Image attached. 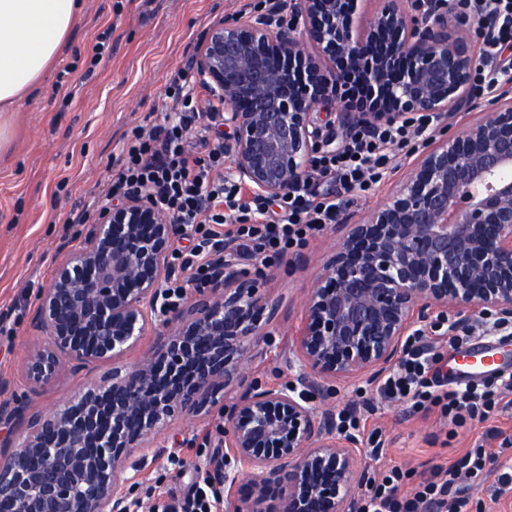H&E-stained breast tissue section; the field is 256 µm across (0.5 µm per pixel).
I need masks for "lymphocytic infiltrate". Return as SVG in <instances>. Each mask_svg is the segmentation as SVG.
Here are the masks:
<instances>
[{"label":"lymphocytic infiltrate","instance_id":"1","mask_svg":"<svg viewBox=\"0 0 512 512\" xmlns=\"http://www.w3.org/2000/svg\"><path fill=\"white\" fill-rule=\"evenodd\" d=\"M171 110L162 123L134 127L124 140L110 174L105 202L138 191L153 194L173 223L179 224L188 249L174 252L181 271L204 275L221 245L235 260L264 277L288 254L307 249L334 224L343 194L365 192L379 183L392 160L411 138L432 130L439 118L420 115L372 131L351 130L342 147L325 152L283 197L244 199L224 173V107L202 109L190 70H182L166 90ZM404 359L377 385L381 401L414 412L441 411L455 426L479 416L487 392L478 384L449 382L437 365L427 336L409 337ZM493 449L475 446L448 467L412 475L401 466L381 470L362 494V512H469L472 491L480 487Z\"/></svg>","mask_w":512,"mask_h":512}]
</instances>
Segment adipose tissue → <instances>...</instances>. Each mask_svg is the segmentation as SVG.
<instances>
[{
	"label": "adipose tissue",
	"instance_id": "ef3b65f1",
	"mask_svg": "<svg viewBox=\"0 0 512 512\" xmlns=\"http://www.w3.org/2000/svg\"><path fill=\"white\" fill-rule=\"evenodd\" d=\"M81 8L80 0H0V112L39 85Z\"/></svg>",
	"mask_w": 512,
	"mask_h": 512
}]
</instances>
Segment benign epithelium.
Returning <instances> with one entry per match:
<instances>
[{
	"instance_id": "1",
	"label": "benign epithelium",
	"mask_w": 512,
	"mask_h": 512,
	"mask_svg": "<svg viewBox=\"0 0 512 512\" xmlns=\"http://www.w3.org/2000/svg\"><path fill=\"white\" fill-rule=\"evenodd\" d=\"M358 2L292 0L285 27L281 0H269L264 14L205 32L194 69L224 102V151L245 187L288 193L328 146L317 112L363 129L476 107L484 117L427 139L383 207L338 216L288 359L293 379L280 385L245 371L267 352L278 308L256 280L221 258L169 305L162 285L179 226L148 192L103 209L40 293L31 325L44 344L25 357L30 389L64 366L114 360L148 331L161 345L135 367L112 364L111 377L50 413L0 378V512H131L130 458H157L173 421L214 412L224 423L209 478L233 495L230 512H360L368 473L362 441L336 430V383L380 380L405 336L436 316L450 333L474 316L512 324V77L483 99L473 88L471 29L486 44L495 17L474 18L466 0H383L360 26ZM366 59L370 102L356 106L338 86Z\"/></svg>"
}]
</instances>
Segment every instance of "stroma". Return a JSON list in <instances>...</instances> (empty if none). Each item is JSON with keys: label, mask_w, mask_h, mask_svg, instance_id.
Masks as SVG:
<instances>
[{"label": "stroma", "mask_w": 512, "mask_h": 512, "mask_svg": "<svg viewBox=\"0 0 512 512\" xmlns=\"http://www.w3.org/2000/svg\"><path fill=\"white\" fill-rule=\"evenodd\" d=\"M239 10L238 0H84L50 73L9 113V144L0 152V377L10 379L12 391L30 393L22 362L39 342L30 326L39 294L60 257L81 248L89 225L97 222L109 168L126 133L165 113L166 88L195 55L199 33L234 19ZM107 29L112 54L87 72L86 60ZM79 214L85 223H73ZM335 241V229H328L307 249L305 267L261 279L262 292L280 306L269 327L273 342L266 357L249 362L250 376L270 383L291 379L286 359L302 326L304 301ZM111 370L107 361L77 376L61 372L31 393L32 406L50 411ZM330 406L368 413L370 423L382 428V460L361 453L370 470L383 462L423 471L475 440L495 448L503 437L512 438V412L494 413L450 436L436 415L378 404L363 379L337 383ZM216 425L213 419L176 421L166 434L164 455L133 480L132 498H178L203 481L215 454Z\"/></svg>", "instance_id": "1"}]
</instances>
